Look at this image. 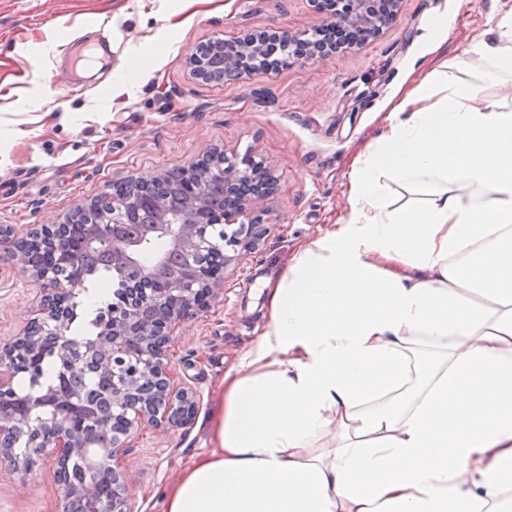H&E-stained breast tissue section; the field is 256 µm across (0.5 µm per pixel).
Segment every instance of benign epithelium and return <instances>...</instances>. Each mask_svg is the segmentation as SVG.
Segmentation results:
<instances>
[{"label": "benign epithelium", "instance_id": "obj_1", "mask_svg": "<svg viewBox=\"0 0 512 512\" xmlns=\"http://www.w3.org/2000/svg\"><path fill=\"white\" fill-rule=\"evenodd\" d=\"M314 11L336 26V36L309 46L304 60L324 63L353 47L378 39L397 19L403 0H310ZM270 35L268 31L245 33L224 43L232 47L224 58V72L213 80L247 79L254 71L237 65V52L250 48ZM199 162L200 170L187 190V208L173 223L164 206L154 202L152 223H143L147 211L145 191L164 180L162 176L129 180L130 192L112 198V213L129 224L139 225L138 235L127 237L115 232L118 225H85V241L95 242L108 227L112 249V271L124 276L122 299H112V310L99 323L94 339L68 335L77 310L76 288L71 275H51L28 263L27 245L43 240L61 253H67L64 231L70 222L36 224L24 237L14 235L12 225H0V248L10 255L30 280L41 286L34 317L22 332L0 346V463L23 478L51 456L63 488L61 512H132L125 474L119 462L120 450L145 423L168 432L192 423L200 398L192 387L176 389L168 373L167 352L174 330L185 319L208 309L221 293L223 274L207 272L212 247L209 229L224 224L225 239L235 247L224 254V267L234 265L239 249L252 247L265 233L260 215L268 210V200L276 190L275 178L264 160L247 152L208 150ZM224 176L226 215L213 220L206 210L210 171ZM182 255L187 274L170 281L168 287L143 300L159 313L157 322L141 321L131 297L137 280L125 274L138 272L161 275L168 271L166 252ZM58 365L56 379L41 383V367L48 358ZM94 365L101 379L112 382V407L109 414L94 417L82 399L75 380ZM20 373L29 375V387L19 392L14 380ZM48 410L50 417L32 425L33 414ZM94 434L110 436V443L90 455ZM24 438L28 453H15V443ZM76 457L88 461L85 480L74 485L68 478L70 463Z\"/></svg>", "mask_w": 512, "mask_h": 512}]
</instances>
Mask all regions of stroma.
Segmentation results:
<instances>
[{"mask_svg": "<svg viewBox=\"0 0 512 512\" xmlns=\"http://www.w3.org/2000/svg\"><path fill=\"white\" fill-rule=\"evenodd\" d=\"M511 9L512 0H404L396 23L362 48L206 84L187 63L199 45L312 28L321 18L309 0H0V224L26 230L63 219L112 182L189 166L210 147L256 152L278 178L267 237L226 272L223 294L182 324L168 351L172 384L200 397L194 422L167 435L142 425L120 458L134 512H163L162 492L211 450L224 375L264 324V279L285 274L295 252L346 214L351 161L404 79L437 56H466ZM432 19L448 22L438 49L427 37ZM106 33L111 63L59 93L53 74ZM137 54L151 56L148 73L115 93L112 69ZM39 295L0 249V340L30 320ZM61 496L50 463L23 480L0 466V512H58Z\"/></svg>", "mask_w": 512, "mask_h": 512, "instance_id": "stroma-1", "label": "stroma"}]
</instances>
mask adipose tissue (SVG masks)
<instances>
[{
  "instance_id": "obj_1",
  "label": "adipose tissue",
  "mask_w": 512,
  "mask_h": 512,
  "mask_svg": "<svg viewBox=\"0 0 512 512\" xmlns=\"http://www.w3.org/2000/svg\"><path fill=\"white\" fill-rule=\"evenodd\" d=\"M487 85L512 90V11L359 152L164 512H512V107Z\"/></svg>"
}]
</instances>
